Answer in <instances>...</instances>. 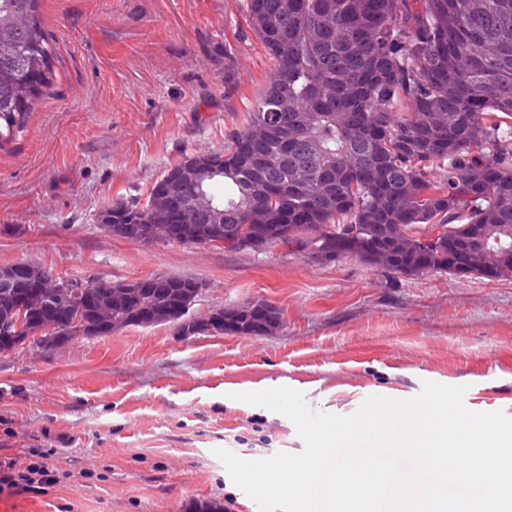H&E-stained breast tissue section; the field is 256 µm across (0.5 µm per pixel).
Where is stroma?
Segmentation results:
<instances>
[{"mask_svg":"<svg viewBox=\"0 0 512 512\" xmlns=\"http://www.w3.org/2000/svg\"><path fill=\"white\" fill-rule=\"evenodd\" d=\"M58 79L0 146V267L121 282L189 277L188 316L264 301L270 335L123 327L51 350L0 353V454L52 448L66 479L0 494V512H258L216 449L298 454L293 422L239 393L289 387L352 415L371 395L466 386L473 411L512 417V278L393 274L295 246L262 252L112 236L96 221L146 198L171 164L223 150L274 69L247 0H40Z\"/></svg>","mask_w":512,"mask_h":512,"instance_id":"obj_1","label":"stroma"}]
</instances>
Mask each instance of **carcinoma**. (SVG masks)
<instances>
[{
	"mask_svg": "<svg viewBox=\"0 0 512 512\" xmlns=\"http://www.w3.org/2000/svg\"><path fill=\"white\" fill-rule=\"evenodd\" d=\"M39 0H0V144L24 130L57 75L37 16ZM251 26L275 69L247 124L224 154L197 153L166 169L148 199L112 205L113 223L195 224L202 195L213 224H246L255 251L293 243L317 259L346 253L388 271L418 275L443 269L448 248L501 252L492 279L512 270V0H247ZM407 114L400 113L401 108ZM224 158V171L187 185L200 158ZM443 171L430 179L429 168ZM448 232L422 249L416 229ZM156 310L148 322L137 302L119 296L120 328L175 324L198 297L193 280L155 276ZM31 295L26 329L51 349L70 335L48 329V302L64 289ZM15 292L0 288V353L16 349ZM266 335L279 312L245 313L224 328Z\"/></svg>",
	"mask_w": 512,
	"mask_h": 512,
	"instance_id": "carcinoma-1",
	"label": "carcinoma"
}]
</instances>
